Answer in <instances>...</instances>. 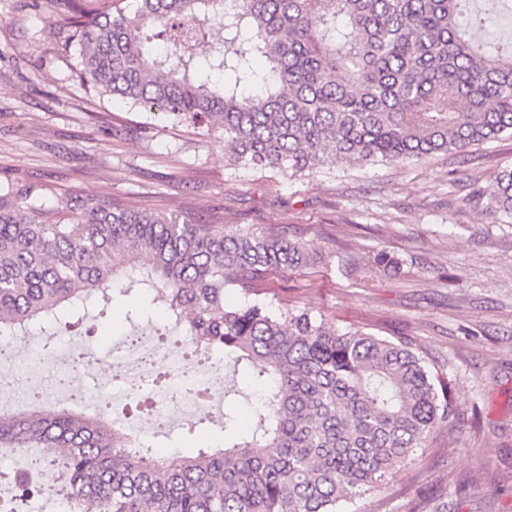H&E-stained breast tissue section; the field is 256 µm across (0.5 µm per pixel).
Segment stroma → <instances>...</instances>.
Masks as SVG:
<instances>
[{"mask_svg":"<svg viewBox=\"0 0 512 512\" xmlns=\"http://www.w3.org/2000/svg\"><path fill=\"white\" fill-rule=\"evenodd\" d=\"M79 63L63 5L0 0V181L37 185L51 206L110 199L306 241L316 263L269 274L266 301L325 315L342 332L408 341L447 376L457 407L429 447L394 472L387 493L346 502L345 512H512V216L472 200L512 167V138L421 161L329 159L296 176L232 168L220 129L175 124L85 90ZM368 250L398 258L399 273L360 287L355 260ZM131 308L153 317L163 306L132 293L84 337L85 350L102 355L120 342ZM249 374L225 363L231 393L208 422L180 424L145 445L175 455L215 445L227 408L237 413L235 432H246Z\"/></svg>","mask_w":512,"mask_h":512,"instance_id":"stroma-1","label":"stroma"}]
</instances>
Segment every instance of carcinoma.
I'll list each match as a JSON object with an SVG mask.
<instances>
[{
	"label": "carcinoma",
	"instance_id": "cac0c4a2",
	"mask_svg": "<svg viewBox=\"0 0 512 512\" xmlns=\"http://www.w3.org/2000/svg\"><path fill=\"white\" fill-rule=\"evenodd\" d=\"M81 80L102 95L218 127L228 165L301 174L329 156L421 160L512 135V40H482L470 0H67ZM475 201L512 216V169ZM314 262L280 234L226 233L173 213L69 199L0 181V334L76 328L112 297L154 294L192 353L246 362V437L159 460L108 420L29 408L0 415V449L52 456L71 512H343L428 447L455 403L402 340L340 333L324 315L261 298L274 270ZM359 287L400 270L358 257ZM238 288L243 303L228 307ZM43 471L16 469L14 500Z\"/></svg>",
	"mask_w": 512,
	"mask_h": 512
}]
</instances>
